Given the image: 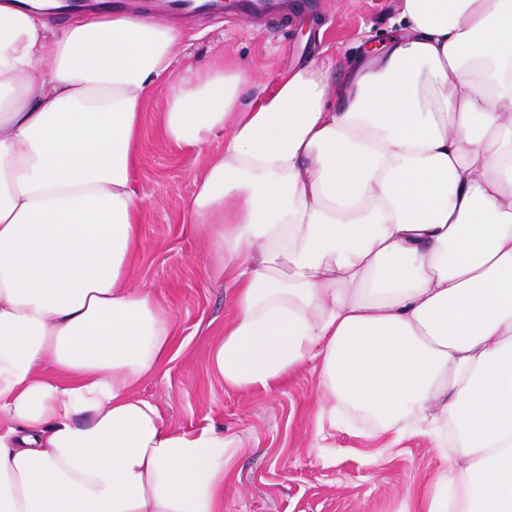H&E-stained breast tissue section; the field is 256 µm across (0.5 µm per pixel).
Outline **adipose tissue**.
<instances>
[{"mask_svg": "<svg viewBox=\"0 0 512 512\" xmlns=\"http://www.w3.org/2000/svg\"><path fill=\"white\" fill-rule=\"evenodd\" d=\"M336 73L320 51L242 98L176 27L0 0V512H223L224 432L138 391L176 334L133 286L142 105L213 154L190 210L231 315L225 388L320 362V412L450 450L414 512H512V0H398Z\"/></svg>", "mask_w": 512, "mask_h": 512, "instance_id": "1", "label": "adipose tissue"}]
</instances>
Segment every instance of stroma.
<instances>
[{"label": "stroma", "mask_w": 512, "mask_h": 512, "mask_svg": "<svg viewBox=\"0 0 512 512\" xmlns=\"http://www.w3.org/2000/svg\"><path fill=\"white\" fill-rule=\"evenodd\" d=\"M297 16L255 24L204 15L186 25L181 66L217 53L236 60L250 85L304 62L322 49L349 61L366 42L392 34L397 0H300ZM166 87L143 106L134 174L143 210L133 283L152 288L174 318L178 351L145 380L141 393L183 429L222 428L235 445L224 512H409L440 461L428 435L393 439L374 434L358 414L318 415L320 365L312 360L267 391L225 388L208 365L213 335L232 311L231 289L210 264L204 225L189 204L208 162L205 152L172 146L160 133Z\"/></svg>", "instance_id": "1"}]
</instances>
